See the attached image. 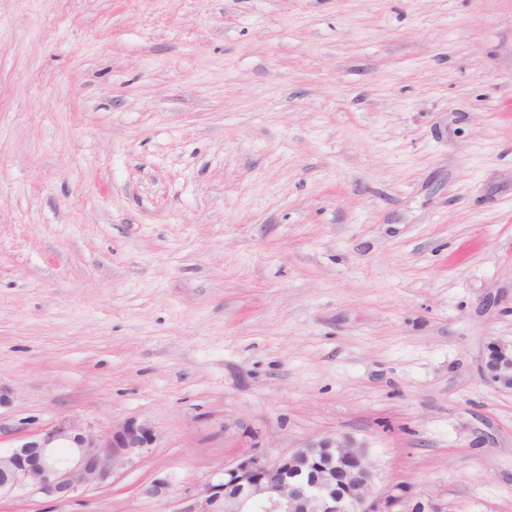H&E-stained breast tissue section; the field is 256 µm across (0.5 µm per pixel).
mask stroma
Returning a JSON list of instances; mask_svg holds the SVG:
<instances>
[{"mask_svg": "<svg viewBox=\"0 0 512 512\" xmlns=\"http://www.w3.org/2000/svg\"><path fill=\"white\" fill-rule=\"evenodd\" d=\"M512 0H0V427L153 448L48 508L168 512L259 445L512 512ZM481 374L483 378L504 389H512V347L494 344L488 350Z\"/></svg>", "mask_w": 512, "mask_h": 512, "instance_id": "stroma-1", "label": "stroma"}]
</instances>
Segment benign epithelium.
Here are the masks:
<instances>
[{
	"mask_svg": "<svg viewBox=\"0 0 512 512\" xmlns=\"http://www.w3.org/2000/svg\"><path fill=\"white\" fill-rule=\"evenodd\" d=\"M481 374L512 389V347L488 350ZM157 441L153 426L126 420L107 429L77 418L16 438L0 451V502L39 497L58 504L101 488L133 466ZM377 474L349 438H325L272 458L254 448L201 484L175 487L157 476L142 494L165 500L178 493V512H447L431 502H411L403 491L375 492Z\"/></svg>",
	"mask_w": 512,
	"mask_h": 512,
	"instance_id": "obj_1",
	"label": "benign epithelium"
}]
</instances>
